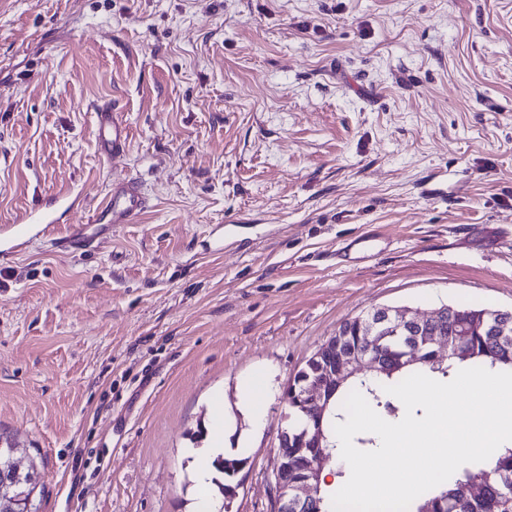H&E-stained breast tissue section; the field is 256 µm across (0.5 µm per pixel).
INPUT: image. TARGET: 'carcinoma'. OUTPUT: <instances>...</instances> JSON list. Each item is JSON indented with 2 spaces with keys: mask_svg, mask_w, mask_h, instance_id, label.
I'll list each match as a JSON object with an SVG mask.
<instances>
[{
  "mask_svg": "<svg viewBox=\"0 0 512 512\" xmlns=\"http://www.w3.org/2000/svg\"><path fill=\"white\" fill-rule=\"evenodd\" d=\"M336 341L344 346L365 345L363 333L360 332L358 318L345 321L336 333ZM465 353L456 355L448 353V359L433 361L423 353L416 357L407 355L406 338L396 336L386 340L385 354L393 359L403 358L402 365L385 375H369L360 380L350 379L336 387V394L330 400L321 420L324 437V451L337 456V436L334 425L346 420L343 401L353 391H359L375 411L385 410L396 414L390 394L384 387L394 385L406 378L410 371H417L426 376H448L456 370V362L471 361L475 367L487 370L512 372V336H493L484 329L474 326L471 335L464 337ZM12 448L9 442L0 443V482L13 483L11 464ZM246 462V458L226 457L222 454L213 460L217 476L213 485L218 494L226 497L236 488L234 475ZM484 479L483 492L477 497L469 496L464 487L474 476ZM447 488L439 494L427 493L421 500L410 505L409 512H512V444L505 446L497 460L491 464L476 468H465L461 476L445 481ZM287 512H332L331 498L321 490L314 496L299 502L288 496Z\"/></svg>",
  "mask_w": 512,
  "mask_h": 512,
  "instance_id": "cac0c4a2",
  "label": "carcinoma"
}]
</instances>
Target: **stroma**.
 <instances>
[{
  "mask_svg": "<svg viewBox=\"0 0 512 512\" xmlns=\"http://www.w3.org/2000/svg\"><path fill=\"white\" fill-rule=\"evenodd\" d=\"M129 179L136 223L0 257V432L37 512H198L219 419L229 512H271L287 386L344 321L512 309V0H0V225ZM98 117V146L101 155L113 159L121 155L127 146V127L119 119V112L111 107H103L97 112ZM369 236H359L352 239L344 248L343 257L346 264L356 263L371 256V241ZM247 457H241V454L237 453V457H224L223 454H219L212 462L217 476L213 477V485L217 487L219 496L222 497V503L220 506V510L218 512L224 511V500H226L227 494H230L233 490L232 498H228V500L233 499L236 496L238 484H234L233 477L241 468V466L246 462ZM232 464L231 466L229 464Z\"/></svg>",
  "mask_w": 512,
  "mask_h": 512,
  "instance_id": "1",
  "label": "stroma"
}]
</instances>
